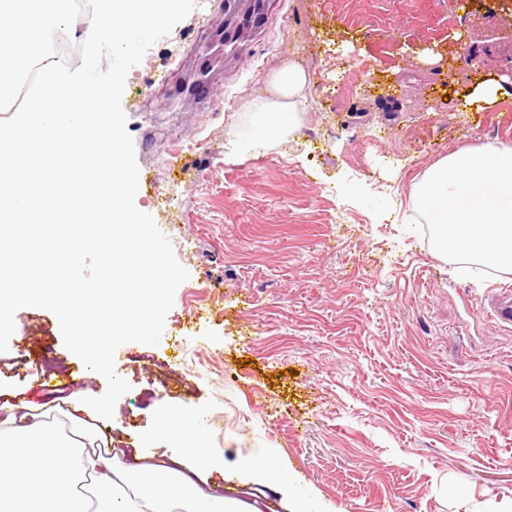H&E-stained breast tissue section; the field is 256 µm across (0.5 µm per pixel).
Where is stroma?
<instances>
[{"label": "stroma", "instance_id": "obj_1", "mask_svg": "<svg viewBox=\"0 0 512 512\" xmlns=\"http://www.w3.org/2000/svg\"><path fill=\"white\" fill-rule=\"evenodd\" d=\"M223 25L224 0H196L126 77L135 204L189 277L159 342L122 345L130 389L92 426L127 460L181 459L204 489L263 490L261 512H289L288 488L239 456H267L319 512H512V327L485 303L512 270L459 276L410 228L431 166L512 141V0H266L222 57ZM289 61L309 77L298 128L241 151ZM15 318L0 403L70 411L105 393L52 312ZM43 357L69 389L39 385ZM165 409L197 417L207 460ZM162 426L164 429L182 439L187 444V451L196 455L199 459L207 460V456L198 448V440L194 437L195 424L191 417L180 414L164 412L162 414Z\"/></svg>", "mask_w": 512, "mask_h": 512}]
</instances>
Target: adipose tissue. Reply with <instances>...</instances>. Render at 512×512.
I'll return each instance as SVG.
<instances>
[{
	"label": "adipose tissue",
	"mask_w": 512,
	"mask_h": 512,
	"mask_svg": "<svg viewBox=\"0 0 512 512\" xmlns=\"http://www.w3.org/2000/svg\"><path fill=\"white\" fill-rule=\"evenodd\" d=\"M308 83L300 66L273 74V101L254 109L248 152L297 124L295 101ZM58 436L48 413L21 407L0 416V512H258L251 503L215 496L165 463L125 464L116 448L87 449L96 432L71 417Z\"/></svg>",
	"instance_id": "adipose-tissue-1"
}]
</instances>
